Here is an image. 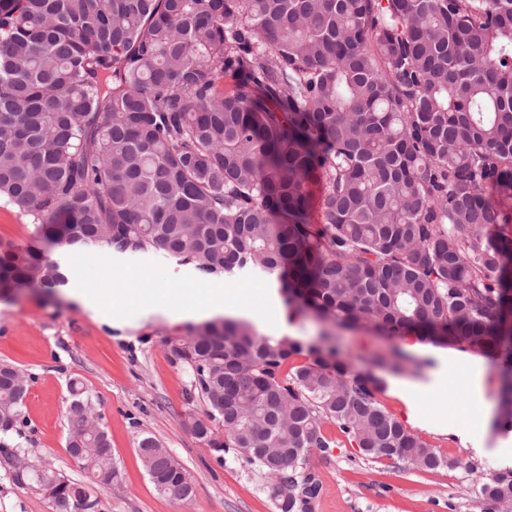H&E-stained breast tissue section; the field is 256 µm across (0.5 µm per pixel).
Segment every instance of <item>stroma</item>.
<instances>
[{
	"label": "stroma",
	"mask_w": 512,
	"mask_h": 512,
	"mask_svg": "<svg viewBox=\"0 0 512 512\" xmlns=\"http://www.w3.org/2000/svg\"><path fill=\"white\" fill-rule=\"evenodd\" d=\"M69 284L62 294L43 289L0 300V360L34 377L26 399L30 441L26 451L69 478L83 473L66 451L65 410L69 382L78 380L92 395L112 445L123 482L104 493L101 512H276L268 478L255 467L227 459L218 463L209 448L181 424L186 374L172 363L167 339L183 336L188 319L174 315L172 301L220 286L249 303L242 311L226 306L225 316L272 334L284 319L288 335L309 343L324 326L291 314L275 280L240 273L200 280L191 266L161 260L154 253L134 258L102 249L65 256ZM82 288H116L126 303L91 313L72 301ZM332 342L353 370L383 382L382 407L434 448L444 461L432 471L363 456L335 425L323 427L329 452L312 450L307 469L320 494L310 512H483L479 489L490 473L512 466V430L483 427V399L500 398V366L492 358L420 343L411 351L401 338L366 327L333 328ZM485 371L487 390L477 396L461 381L475 366ZM159 440L190 472L194 495L176 501L158 494L142 467L137 442ZM0 512H54L48 496L20 489L0 472Z\"/></svg>",
	"instance_id": "stroma-1"
}]
</instances>
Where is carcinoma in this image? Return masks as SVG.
<instances>
[{
	"label": "carcinoma",
	"mask_w": 512,
	"mask_h": 512,
	"mask_svg": "<svg viewBox=\"0 0 512 512\" xmlns=\"http://www.w3.org/2000/svg\"><path fill=\"white\" fill-rule=\"evenodd\" d=\"M1 198L37 226L0 242L1 299L67 285L51 254L70 250L153 252L202 280L258 271L324 324L501 359L512 426V238L483 233L512 221V0H0ZM166 344L190 382L182 425L217 461L279 479L278 512L318 496L305 464L331 447L326 423L366 457L444 465L332 347L232 318ZM29 381L0 362V458L26 438ZM70 396L86 479L33 459L10 481L55 512H99L122 474L75 379ZM138 452L158 493L192 498L169 449L143 434ZM480 495L511 505L512 468Z\"/></svg>",
	"instance_id": "carcinoma-1"
}]
</instances>
